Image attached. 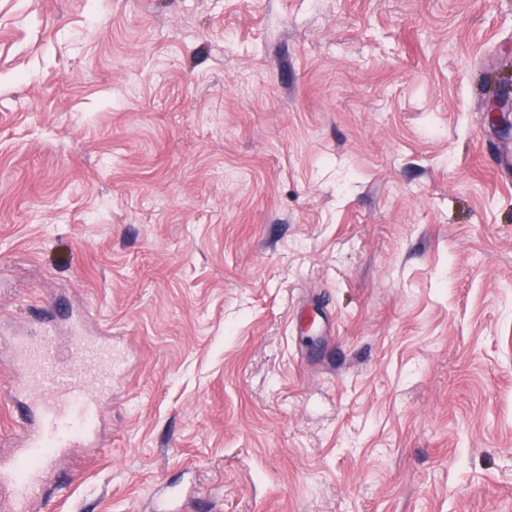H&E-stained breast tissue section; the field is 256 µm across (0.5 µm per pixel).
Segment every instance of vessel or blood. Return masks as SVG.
<instances>
[{
    "label": "vessel or blood",
    "instance_id": "obj_1",
    "mask_svg": "<svg viewBox=\"0 0 512 512\" xmlns=\"http://www.w3.org/2000/svg\"><path fill=\"white\" fill-rule=\"evenodd\" d=\"M60 317L47 305L37 338L11 343L12 393L22 408L18 444L0 455V512H48L62 485V459L88 446L112 401L118 373L111 333H89L78 319L62 337L54 326Z\"/></svg>",
    "mask_w": 512,
    "mask_h": 512
}]
</instances>
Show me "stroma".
Here are the masks:
<instances>
[{
    "mask_svg": "<svg viewBox=\"0 0 512 512\" xmlns=\"http://www.w3.org/2000/svg\"><path fill=\"white\" fill-rule=\"evenodd\" d=\"M510 68L512 0H0V449L58 298L55 512H512ZM60 317L70 318V311L60 314L49 302L37 338L21 336L10 344L18 375L11 394L22 408L18 444L0 456L2 512L47 511L66 484L58 471L62 459L71 448L91 446L90 435L112 402L119 375L112 334L103 329L89 333L77 319L62 339L53 326Z\"/></svg>",
    "mask_w": 512,
    "mask_h": 512,
    "instance_id": "stroma-1",
    "label": "stroma"
}]
</instances>
